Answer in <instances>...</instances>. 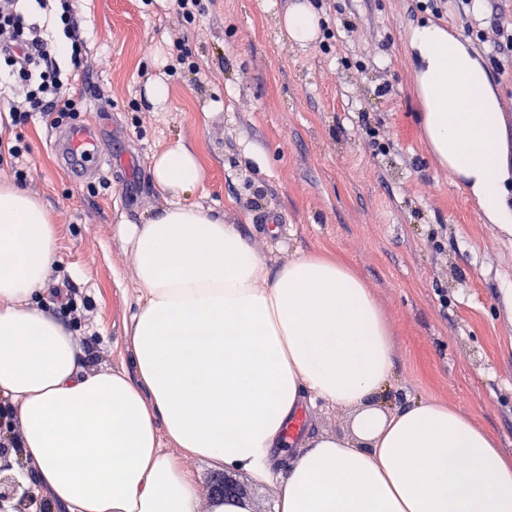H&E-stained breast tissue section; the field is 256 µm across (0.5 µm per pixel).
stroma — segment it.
<instances>
[{
    "label": "stroma",
    "mask_w": 512,
    "mask_h": 512,
    "mask_svg": "<svg viewBox=\"0 0 512 512\" xmlns=\"http://www.w3.org/2000/svg\"><path fill=\"white\" fill-rule=\"evenodd\" d=\"M293 2L202 0L189 23L170 0H75L87 42L73 86L85 105L74 121H103L111 169L74 183L40 116L0 125V141L29 144L23 188L57 228L59 267L40 304L54 315L60 295L83 301L72 329L88 362L131 369L126 330L138 286L118 228L162 206L150 161L180 140L203 170L187 202L234 225L268 270L319 253L364 278L395 335L387 406L415 397L454 405L511 455L512 322L499 302L512 287V240L483 222L433 156L408 33L436 24L484 62L512 150V52L494 49L512 0H484L468 16L453 4L438 16L415 0H320V32L306 47L282 29ZM156 78L168 90L161 106L147 95ZM275 214L273 233L265 219ZM23 469L0 447V512L17 507Z\"/></svg>",
    "instance_id": "1"
}]
</instances>
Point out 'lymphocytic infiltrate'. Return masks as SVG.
Returning a JSON list of instances; mask_svg holds the SVG:
<instances>
[{
    "mask_svg": "<svg viewBox=\"0 0 512 512\" xmlns=\"http://www.w3.org/2000/svg\"><path fill=\"white\" fill-rule=\"evenodd\" d=\"M52 12L61 39L46 37L31 19V5ZM0 0V83L10 84L15 97L9 107L13 124L26 123L33 114L59 124L71 113L81 111L80 95L71 93L72 71L82 63L85 39L73 10V0ZM68 53L70 69L61 68L58 58Z\"/></svg>",
    "mask_w": 512,
    "mask_h": 512,
    "instance_id": "obj_1",
    "label": "lymphocytic infiltrate"
}]
</instances>
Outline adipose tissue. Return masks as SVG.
I'll return each instance as SVG.
<instances>
[{
  "mask_svg": "<svg viewBox=\"0 0 512 512\" xmlns=\"http://www.w3.org/2000/svg\"><path fill=\"white\" fill-rule=\"evenodd\" d=\"M320 23L309 0L283 17L304 46ZM409 48L434 156L512 237V157L486 67L429 23ZM151 175L164 206L119 228L139 287L129 372L89 366L40 306L56 229L37 197L0 184V426L20 424L37 487L68 512H197L184 461L200 458L274 485L275 512H512V455L474 417L433 399L381 405L395 345L354 269L301 255L267 273L233 225L185 202L202 170L182 142ZM307 403L352 410L350 432L305 436L278 467Z\"/></svg>",
  "mask_w": 512,
  "mask_h": 512,
  "instance_id": "obj_1",
  "label": "adipose tissue"
}]
</instances>
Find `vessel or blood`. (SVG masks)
Instances as JSON below:
<instances>
[{"instance_id": "obj_1", "label": "vessel or blood", "mask_w": 512, "mask_h": 512, "mask_svg": "<svg viewBox=\"0 0 512 512\" xmlns=\"http://www.w3.org/2000/svg\"><path fill=\"white\" fill-rule=\"evenodd\" d=\"M53 149L61 165L77 182L112 163L111 156L100 152L98 133L88 124L60 133L53 143Z\"/></svg>"}]
</instances>
